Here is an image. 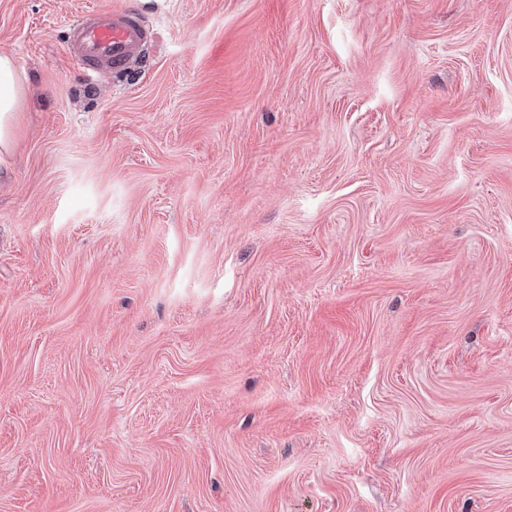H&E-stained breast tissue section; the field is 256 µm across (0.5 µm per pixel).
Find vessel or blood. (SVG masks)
Here are the masks:
<instances>
[{
  "instance_id": "vessel-or-blood-1",
  "label": "vessel or blood",
  "mask_w": 512,
  "mask_h": 512,
  "mask_svg": "<svg viewBox=\"0 0 512 512\" xmlns=\"http://www.w3.org/2000/svg\"><path fill=\"white\" fill-rule=\"evenodd\" d=\"M148 41V29L137 10L98 9L72 22L67 51L85 74L124 71L132 61L144 58Z\"/></svg>"
}]
</instances>
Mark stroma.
Returning <instances> with one entry per match:
<instances>
[{
	"label": "stroma",
	"instance_id": "obj_1",
	"mask_svg": "<svg viewBox=\"0 0 512 512\" xmlns=\"http://www.w3.org/2000/svg\"><path fill=\"white\" fill-rule=\"evenodd\" d=\"M1 52L0 512H512V0H0ZM67 45L82 72L90 77L101 71H125L143 59L149 41L141 14L134 9H98L76 17ZM21 90L14 75L13 60L7 53L0 54V162L13 149L15 119Z\"/></svg>",
	"mask_w": 512,
	"mask_h": 512
}]
</instances>
